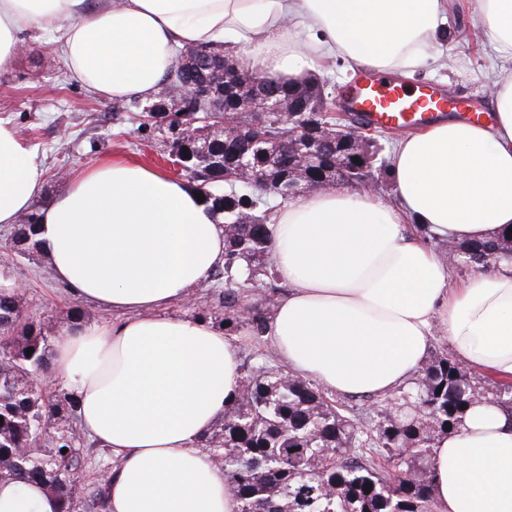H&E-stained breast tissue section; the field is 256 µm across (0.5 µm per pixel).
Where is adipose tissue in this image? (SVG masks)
I'll use <instances>...</instances> for the list:
<instances>
[{"mask_svg":"<svg viewBox=\"0 0 512 512\" xmlns=\"http://www.w3.org/2000/svg\"><path fill=\"white\" fill-rule=\"evenodd\" d=\"M502 67L492 123L441 118L392 155L396 198L337 187L282 204L269 259L287 287L267 334L289 375L342 396L387 397L421 371L435 335L483 376L512 383V260L455 281L412 226L455 242L512 230V0H470ZM448 0H0V71L25 34L66 21L71 79L106 101L149 97L173 49L222 42L241 64L300 83V56L405 79L433 60ZM308 31L300 41L297 28ZM41 161L0 119V224L35 208ZM195 189L115 155L72 174L40 208L55 279L112 310L66 326L53 382L74 392L81 431L117 459L109 512H236L203 440L241 387L235 338L170 315L224 263V226ZM433 512H512V417L489 398L435 439ZM43 486L0 482V512H58Z\"/></svg>","mask_w":512,"mask_h":512,"instance_id":"ef3b65f1","label":"adipose tissue"}]
</instances>
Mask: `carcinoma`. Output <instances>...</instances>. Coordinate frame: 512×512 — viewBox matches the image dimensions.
<instances>
[{"instance_id":"obj_1","label":"carcinoma","mask_w":512,"mask_h":512,"mask_svg":"<svg viewBox=\"0 0 512 512\" xmlns=\"http://www.w3.org/2000/svg\"><path fill=\"white\" fill-rule=\"evenodd\" d=\"M192 51L224 61L217 44L184 45L159 86L177 94L184 82L205 93L222 109V119H237L239 87L257 83V91L288 106L297 97L318 101L315 83L293 84L247 73L232 66L222 78L210 71L184 70L183 53ZM288 115L264 117L262 136L286 129ZM239 141L210 140L208 159L178 158L186 176L212 210L224 215V268L214 272L208 288L224 308L221 318L232 331L247 325L256 339L267 330V318L240 319L244 294L256 275L268 274L266 225L271 223L270 198L288 192V160L267 173L275 188L262 198L247 184L225 187L224 163L233 159ZM253 224L238 223L242 214ZM28 222L13 225L9 249L20 257L44 253L37 238L38 209ZM508 248L506 240L465 243L462 261L473 267ZM58 336L40 320L23 313L18 293L0 290V475L3 480L38 481L62 503L60 512H104L101 485L77 491L76 474L88 464V443L71 444L65 429L77 428L73 393L43 390L39 376L49 372ZM34 352L26 355V350ZM241 391L224 413L219 428L205 439L209 455L224 463V475L237 512H433L432 443L457 428L476 397L461 363L441 351L425 362L411 385L387 398L401 413L375 427L331 398L320 385L290 377L282 366L258 353L242 365ZM67 452H62V449ZM372 490L365 492V487Z\"/></svg>"}]
</instances>
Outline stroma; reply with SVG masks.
<instances>
[{"label":"stroma","mask_w":512,"mask_h":512,"mask_svg":"<svg viewBox=\"0 0 512 512\" xmlns=\"http://www.w3.org/2000/svg\"><path fill=\"white\" fill-rule=\"evenodd\" d=\"M442 55L420 70L412 85H432L459 98L464 106L485 109L489 79L498 62L485 52L482 24L467 0H451ZM57 34L40 31L6 71L0 73V118L10 120L36 152L44 181L35 201L43 206L62 193L67 175L112 154L181 180L169 161L173 137L164 128L143 136L141 108L114 116L111 102L71 80L57 52ZM11 229L0 226V280L18 286L26 314L62 331L73 308L86 321H112L111 311L76 299L50 271L47 259L27 260L10 252Z\"/></svg>","instance_id":"35a3bbf8"}]
</instances>
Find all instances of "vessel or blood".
Masks as SVG:
<instances>
[{"instance_id": "1", "label": "vessel or blood", "mask_w": 512, "mask_h": 512, "mask_svg": "<svg viewBox=\"0 0 512 512\" xmlns=\"http://www.w3.org/2000/svg\"><path fill=\"white\" fill-rule=\"evenodd\" d=\"M341 101L348 111L360 113L373 124L392 128L409 127L458 107L457 102L436 88L406 87L377 73L366 75L352 91L342 93Z\"/></svg>"}]
</instances>
